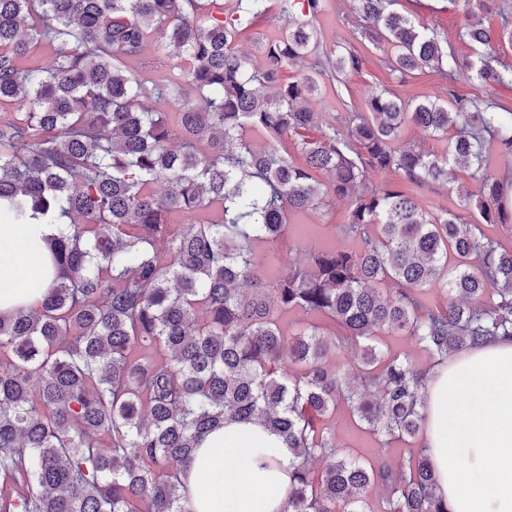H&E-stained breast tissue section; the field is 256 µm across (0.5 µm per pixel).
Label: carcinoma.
Here are the masks:
<instances>
[{"mask_svg": "<svg viewBox=\"0 0 512 512\" xmlns=\"http://www.w3.org/2000/svg\"><path fill=\"white\" fill-rule=\"evenodd\" d=\"M394 5L355 0L360 40L393 46L386 65L402 83L426 70L450 80L454 53ZM322 10L323 0H236L228 14L224 0H0V217L68 225L45 238L51 287L0 314V512H192L182 477L226 422L282 438L284 512H369L371 488L383 512H448L427 449L404 466L356 462L326 422L344 408L381 453L413 444L431 366L512 339V247L484 230L512 226L490 164L493 146L512 155V109L444 85L443 97L380 92L362 112L323 119L318 79L340 97V77L362 60L320 52ZM280 19L262 63L236 50L239 35ZM458 36L478 50L477 80L504 83L497 35L468 22ZM153 43L187 65L140 77L129 63ZM408 125L447 138L445 152L400 143ZM315 128L299 160L288 156L283 140ZM462 173L480 199L423 208L416 189L451 193ZM336 198L349 202L340 231L356 248L277 251L287 215ZM290 312L309 320L287 334ZM393 332L431 364L382 353L377 339ZM349 348L362 353L355 379Z\"/></svg>", "mask_w": 512, "mask_h": 512, "instance_id": "obj_1", "label": "carcinoma"}]
</instances>
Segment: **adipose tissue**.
Returning <instances> with one entry per match:
<instances>
[{
  "mask_svg": "<svg viewBox=\"0 0 512 512\" xmlns=\"http://www.w3.org/2000/svg\"><path fill=\"white\" fill-rule=\"evenodd\" d=\"M56 224L0 221V311L34 304L52 282L42 272ZM420 446L448 512H512V342L459 354L431 373ZM288 450L255 424L210 434L187 471L194 512H283Z\"/></svg>",
  "mask_w": 512,
  "mask_h": 512,
  "instance_id": "obj_1",
  "label": "adipose tissue"
}]
</instances>
